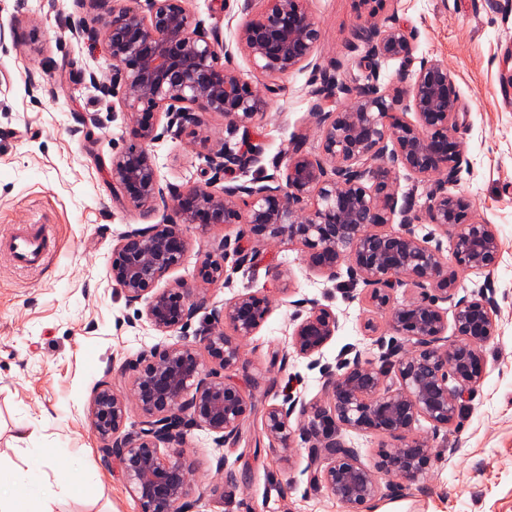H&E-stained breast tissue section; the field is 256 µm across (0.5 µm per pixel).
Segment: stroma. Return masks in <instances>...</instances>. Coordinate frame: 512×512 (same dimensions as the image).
Wrapping results in <instances>:
<instances>
[{
  "label": "stroma",
  "mask_w": 512,
  "mask_h": 512,
  "mask_svg": "<svg viewBox=\"0 0 512 512\" xmlns=\"http://www.w3.org/2000/svg\"><path fill=\"white\" fill-rule=\"evenodd\" d=\"M129 0H0V26L15 35L0 43V235L18 224L41 223L52 231L53 256L43 270L17 266L0 251V469L24 468L27 454L16 436L28 426L34 447L63 448L88 458L96 468L87 484L64 480L60 469L42 468L30 498L34 512H138L136 500L117 471L103 461L101 442L87 420L95 384L109 378L128 391L124 365L164 340L114 288L108 267L120 233L162 223L156 205L143 215L112 193V157L130 138L121 109L102 97L95 82L111 83L113 62L105 41L90 42L85 27ZM204 30L218 31L240 74L257 90L273 84L277 94L255 121L262 146L251 176L284 166L295 138L318 152L313 109L321 70L342 79L361 77L351 48L359 23L354 0H307L321 37L303 67L275 78L255 71L236 49V32L246 20L239 0H184ZM397 14L416 32L417 58L447 62L460 98L468 107L459 136L466 146L462 172L452 193L471 203L500 243L488 273H457V297L494 296L497 331L483 345L485 370L455 422L429 436L430 466L413 484L395 492L396 480H380L373 512H512V86L500 78L512 47V0H388L378 23ZM208 144L162 134L151 146L161 183L186 188L205 181L223 187L206 155L236 145L223 116L203 115ZM237 226L190 227V251L171 280H191L200 255L214 250ZM285 271L287 280L275 278ZM268 296L270 311L255 336L243 344L236 378L245 384L256 412L234 446L216 448L213 433L193 428L184 458L195 471L189 498L194 512H348L326 490L309 484L308 450L300 432L289 448L271 446L261 433L260 413L285 396L323 399L324 370H339L354 356L378 359L389 348H406L386 313L372 309L362 286L341 278L326 281L304 260L301 245L260 247L253 267L234 271L229 286L214 287L210 307L240 292ZM330 307L339 327L318 362L291 346L296 314L310 303ZM373 320L374 335L363 324Z\"/></svg>",
  "instance_id": "1"
}]
</instances>
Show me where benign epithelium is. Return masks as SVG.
I'll use <instances>...</instances> for the list:
<instances>
[{"label": "benign epithelium", "mask_w": 512, "mask_h": 512, "mask_svg": "<svg viewBox=\"0 0 512 512\" xmlns=\"http://www.w3.org/2000/svg\"><path fill=\"white\" fill-rule=\"evenodd\" d=\"M134 2L86 30L91 39L105 33L114 63L112 85L120 87L119 102L131 125L129 141L112 157V192L147 212L162 202L170 215L163 224L120 234L109 268L112 285L127 303L142 306L154 329L166 333L207 308L210 287L228 284L227 270L248 264L245 237L257 246L299 244L325 280L345 274L349 282L363 284L370 306L388 313L392 329L411 350H394L378 362L357 355L339 372L325 374V400L288 396L263 413L264 434L285 448L291 447L290 422L297 416L313 482L350 512H361L380 494L378 474L401 485L418 480L431 461L432 445L409 432L421 418L435 432L453 424L482 376V346L496 331L494 297L456 298V269L491 271L500 244L490 225L473 216L468 200L448 193L462 170L464 144L456 133L467 117L453 72L442 60H415L414 34L397 15L382 29L361 22L352 48L364 49L359 59L367 71L364 81L340 82L321 71L320 93L341 96L347 105L328 111L316 105L320 151L311 153L304 141L295 140L283 176L232 185L235 175L259 162L251 136L265 97L232 66L229 54L218 53L219 34L201 28L182 0ZM265 2L264 12L238 28L237 46L254 70L274 78L308 62L321 31L306 0ZM390 59H402L405 66L393 88L383 89L380 68ZM202 112L221 114L230 129L242 131L244 147L226 146L208 156L228 185L219 190L210 183L185 190L161 185L150 152L160 117L168 118L166 131L204 144ZM408 112L415 121L406 119ZM402 170L434 179L424 210H416L409 196L397 205L393 185ZM396 214L400 229H385ZM422 220L451 230L450 256L440 240L416 237L414 224ZM193 224L205 229L237 224L240 230L233 240L224 237L217 253L200 257L196 284L176 281L158 289L189 251ZM404 286L422 290L421 298L393 304L394 293ZM443 303L452 307L454 343L448 342ZM269 307L259 292L238 293L212 309L215 327L128 361L129 392L116 391L107 379L94 387L87 408L90 428L101 441L103 461L116 463L123 473L139 512L194 508L188 500L192 468L183 456L187 430L207 428L219 448L239 441L254 405L231 377L207 368L202 352L225 371L236 368L241 341L257 333ZM296 319L291 345L306 357L321 353L339 327L336 313L316 302ZM132 403L143 420L127 430ZM338 425L390 435L396 444L381 449L374 471L336 433Z\"/></svg>", "instance_id": "benign-epithelium-1"}]
</instances>
